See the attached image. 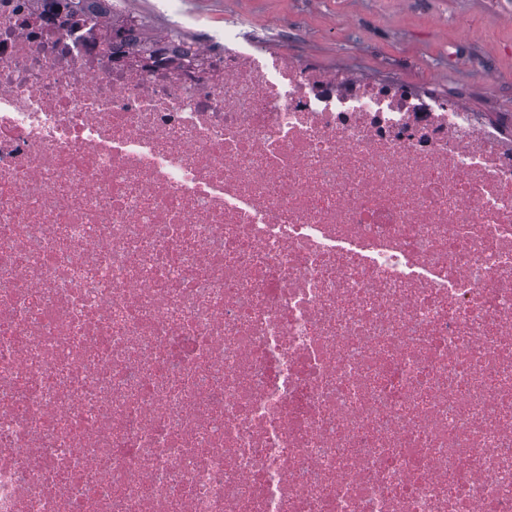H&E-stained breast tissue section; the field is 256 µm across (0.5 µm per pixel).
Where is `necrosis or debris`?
<instances>
[{"label":"necrosis or debris","instance_id":"4bbe7bcc","mask_svg":"<svg viewBox=\"0 0 512 512\" xmlns=\"http://www.w3.org/2000/svg\"><path fill=\"white\" fill-rule=\"evenodd\" d=\"M64 3L0 0V512H512V115Z\"/></svg>","mask_w":512,"mask_h":512}]
</instances>
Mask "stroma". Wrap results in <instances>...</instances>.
<instances>
[{"mask_svg": "<svg viewBox=\"0 0 512 512\" xmlns=\"http://www.w3.org/2000/svg\"><path fill=\"white\" fill-rule=\"evenodd\" d=\"M152 28L179 21L190 35L222 34L232 10L260 47L302 54L328 70L375 82L408 80L437 96H464L470 111H512V0H125ZM496 74L483 82L475 72Z\"/></svg>", "mask_w": 512, "mask_h": 512, "instance_id": "1", "label": "stroma"}]
</instances>
